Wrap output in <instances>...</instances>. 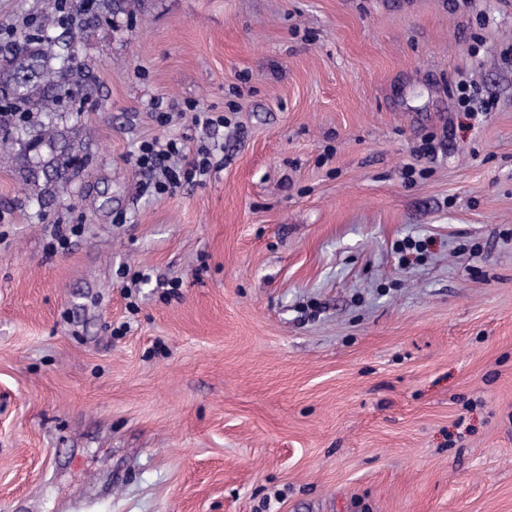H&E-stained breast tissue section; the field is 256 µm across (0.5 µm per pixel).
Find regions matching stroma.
Masks as SVG:
<instances>
[{"instance_id":"35a3bbf8","label":"stroma","mask_w":512,"mask_h":512,"mask_svg":"<svg viewBox=\"0 0 512 512\" xmlns=\"http://www.w3.org/2000/svg\"><path fill=\"white\" fill-rule=\"evenodd\" d=\"M77 57L86 166L0 164V512H512V0H114ZM219 145L198 146L195 151L187 152L184 143L178 139H160L142 142L137 150L136 163L140 169L154 170L161 166L165 159L177 158L173 165L164 166L161 177L150 182L148 189L156 195L170 194L183 182L203 181L213 166L212 158Z\"/></svg>"}]
</instances>
